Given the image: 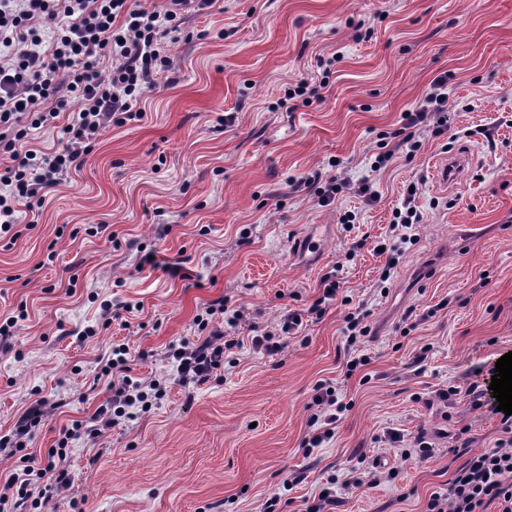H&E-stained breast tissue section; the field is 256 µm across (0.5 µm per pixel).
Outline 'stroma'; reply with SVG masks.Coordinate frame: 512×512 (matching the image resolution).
<instances>
[{"label":"stroma","instance_id":"1","mask_svg":"<svg viewBox=\"0 0 512 512\" xmlns=\"http://www.w3.org/2000/svg\"><path fill=\"white\" fill-rule=\"evenodd\" d=\"M166 52L175 83L148 93L141 119L104 133L38 216L0 239V317L27 311L0 341V435L44 401L28 450L45 467L60 431L111 398L102 368L117 343L130 348L131 377L163 379L166 395L71 440L69 484L39 510L1 512H263L274 495L279 512H300L329 477L342 484L356 471L375 482L337 489L341 512H424L467 453L501 436L490 383L512 352V0H221L189 16ZM443 73L447 134L421 132L418 152L401 146L372 171L380 135ZM303 79L319 100L279 108ZM454 152L472 164L437 184L434 161ZM314 172L368 180L377 199L345 191L320 206L291 184ZM411 181L422 220L383 282L388 257L376 247ZM348 211L350 231L339 222ZM150 251L158 267L142 266ZM170 258L186 278L163 272ZM331 271L369 312L365 384L341 375V304L279 353L247 342L283 308L307 309ZM219 298L246 309L233 333L243 345L208 383L185 388L168 346L198 339L196 316ZM408 312L417 326L404 336ZM323 380L350 408L307 456ZM451 386L452 405L435 400ZM389 429L401 442L383 440ZM420 436L436 444L426 461L405 453Z\"/></svg>","mask_w":512,"mask_h":512}]
</instances>
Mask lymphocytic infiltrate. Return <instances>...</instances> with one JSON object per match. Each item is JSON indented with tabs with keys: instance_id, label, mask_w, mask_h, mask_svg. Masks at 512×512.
Listing matches in <instances>:
<instances>
[{
	"instance_id": "obj_1",
	"label": "lymphocytic infiltrate",
	"mask_w": 512,
	"mask_h": 512,
	"mask_svg": "<svg viewBox=\"0 0 512 512\" xmlns=\"http://www.w3.org/2000/svg\"><path fill=\"white\" fill-rule=\"evenodd\" d=\"M216 0H0V234L10 233L20 210L43 207L66 178L80 171L90 149L111 126L132 119L133 109L156 89L172 66L163 49L182 24V10L193 6L196 12L214 7ZM110 56L112 67L102 70L100 59ZM444 80H434L431 92L403 113L397 133H386V140L401 136L412 151H419L416 138L420 129L431 128L434 135L448 131V95ZM67 96H60V89ZM80 104L68 122H61L68 111L69 98ZM70 111V110H69ZM52 133L57 151L45 153L30 145L33 131ZM295 187L314 190L319 203L328 205L337 195L352 191L372 202L376 194L368 181L322 180L314 174L296 179ZM318 297L307 311L286 309L274 330L251 337L253 349L279 353L286 338L301 332L305 316L323 317L335 302L340 285L335 275L321 280ZM197 326L203 338L170 344L167 358L182 385L206 383L223 367L227 352L239 345L229 338L230 329L246 318L244 309L218 299L205 309ZM219 314L223 326L213 327L209 316ZM368 314L355 307L346 316V343L351 354L345 364V378L368 366L371 358L362 348L371 330ZM127 345L113 346L105 364L111 375L112 406L96 411L95 421L113 427L122 421L159 407L166 395L160 380H134L128 366ZM313 398L318 411L308 424L311 431L303 442L305 454L331 439L339 413L347 405L339 399L330 382L318 383ZM40 404L30 405L17 421L12 434L0 436V452L23 449L22 472L0 482V505L11 497L46 499L66 486L67 439H59L49 450L47 467L34 469L35 457L24 450L33 427L42 420ZM503 438L494 446L470 457L457 469L445 491L433 492L425 512H512V415L501 419Z\"/></svg>"
}]
</instances>
